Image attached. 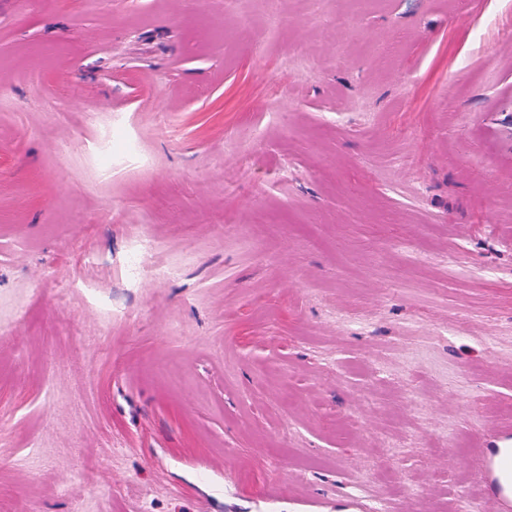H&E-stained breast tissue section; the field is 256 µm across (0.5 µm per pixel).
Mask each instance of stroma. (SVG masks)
I'll return each instance as SVG.
<instances>
[{
	"mask_svg": "<svg viewBox=\"0 0 512 512\" xmlns=\"http://www.w3.org/2000/svg\"><path fill=\"white\" fill-rule=\"evenodd\" d=\"M510 441L512 0H0V512H506ZM488 457L493 463V475L499 494L512 499V448H489Z\"/></svg>",
	"mask_w": 512,
	"mask_h": 512,
	"instance_id": "stroma-1",
	"label": "stroma"
}]
</instances>
